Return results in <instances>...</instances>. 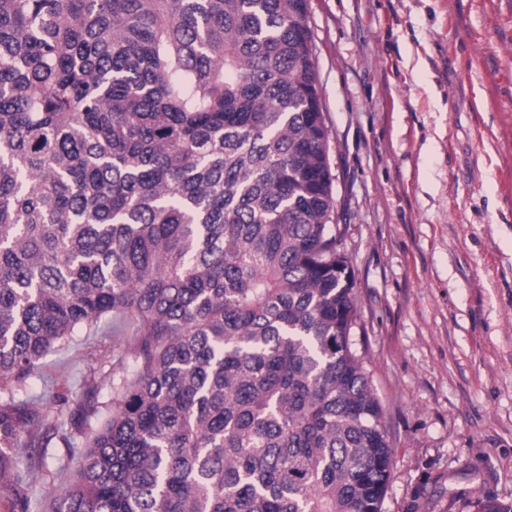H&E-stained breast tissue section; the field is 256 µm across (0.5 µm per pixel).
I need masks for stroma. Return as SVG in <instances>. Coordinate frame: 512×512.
Instances as JSON below:
<instances>
[{
	"mask_svg": "<svg viewBox=\"0 0 512 512\" xmlns=\"http://www.w3.org/2000/svg\"><path fill=\"white\" fill-rule=\"evenodd\" d=\"M351 333L393 449L382 512L512 504V0H310ZM111 319L46 356L112 396ZM32 512L74 469L57 442Z\"/></svg>",
	"mask_w": 512,
	"mask_h": 512,
	"instance_id": "obj_1",
	"label": "stroma"
}]
</instances>
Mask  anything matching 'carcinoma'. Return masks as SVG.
Returning a JSON list of instances; mask_svg holds the SVG:
<instances>
[{"mask_svg":"<svg viewBox=\"0 0 512 512\" xmlns=\"http://www.w3.org/2000/svg\"><path fill=\"white\" fill-rule=\"evenodd\" d=\"M310 0H0V487L56 512H381ZM112 316L135 367L19 400ZM40 450L43 461L40 469L42 477L36 483H14V490L9 494L31 498L32 512H52L53 489L66 482L72 474L75 460H71L70 456H75L77 449H71L70 452L54 439L46 448Z\"/></svg>","mask_w":512,"mask_h":512,"instance_id":"carcinoma-1","label":"carcinoma"}]
</instances>
